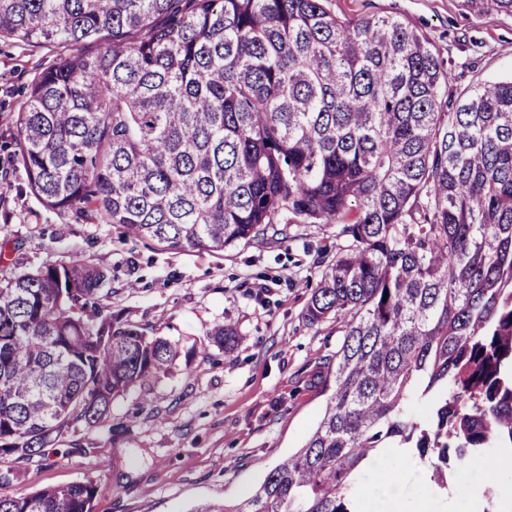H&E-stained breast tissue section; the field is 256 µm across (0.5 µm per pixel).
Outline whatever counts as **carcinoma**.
<instances>
[{
    "instance_id": "cac0c4a2",
    "label": "carcinoma",
    "mask_w": 512,
    "mask_h": 512,
    "mask_svg": "<svg viewBox=\"0 0 512 512\" xmlns=\"http://www.w3.org/2000/svg\"><path fill=\"white\" fill-rule=\"evenodd\" d=\"M2 39L62 49L13 120L44 206L174 251L338 225L304 313L345 322L324 414L250 497L199 512H363L372 460L446 487L512 446V79L461 87L426 34L328 0H0ZM106 280L80 258L0 276L1 452L42 456L178 357L112 316ZM210 339L229 353L236 328ZM95 498L87 480L0 512Z\"/></svg>"
}]
</instances>
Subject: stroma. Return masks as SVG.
Masks as SVG:
<instances>
[{"instance_id": "1", "label": "stroma", "mask_w": 512, "mask_h": 512, "mask_svg": "<svg viewBox=\"0 0 512 512\" xmlns=\"http://www.w3.org/2000/svg\"><path fill=\"white\" fill-rule=\"evenodd\" d=\"M351 18L392 14L422 30L461 85L512 77V16L476 17L457 0H329ZM55 52L0 41V253L18 269L82 256L106 270L113 314L180 349L171 369L117 395L107 418L78 428L19 465L15 493L94 481L95 512H192L249 497L301 446L326 403L325 361L343 341L342 320L310 325L305 306L321 279L318 258L336 250L332 224H293L288 237L216 254L169 251L122 239L45 208L26 185L12 124L33 78ZM234 324L238 343H210L215 324ZM124 432L116 434L113 424ZM482 471L448 478L447 512H472Z\"/></svg>"}]
</instances>
